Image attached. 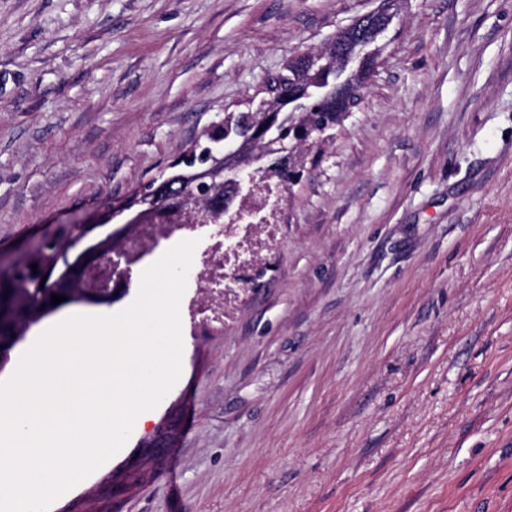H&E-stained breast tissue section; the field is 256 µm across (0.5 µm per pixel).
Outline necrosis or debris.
Wrapping results in <instances>:
<instances>
[{
    "instance_id": "1",
    "label": "necrosis or debris",
    "mask_w": 512,
    "mask_h": 512,
    "mask_svg": "<svg viewBox=\"0 0 512 512\" xmlns=\"http://www.w3.org/2000/svg\"><path fill=\"white\" fill-rule=\"evenodd\" d=\"M285 192L286 185L280 178L263 179L250 195L236 198L233 204L234 209L251 214V221L232 224L223 216L185 223L166 220L141 224L125 240L123 249L131 264L136 265L160 245L205 238V245L194 252L190 272L195 288L205 294L206 300L189 305V319L194 326L223 325L238 305L237 294L224 291L225 277L234 273L239 284H246L250 272L279 248Z\"/></svg>"
}]
</instances>
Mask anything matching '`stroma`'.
Returning a JSON list of instances; mask_svg holds the SVG:
<instances>
[{
    "label": "stroma",
    "instance_id": "obj_1",
    "mask_svg": "<svg viewBox=\"0 0 512 512\" xmlns=\"http://www.w3.org/2000/svg\"><path fill=\"white\" fill-rule=\"evenodd\" d=\"M370 0H0V261L119 204ZM223 327L49 512H512V0H399Z\"/></svg>",
    "mask_w": 512,
    "mask_h": 512
}]
</instances>
